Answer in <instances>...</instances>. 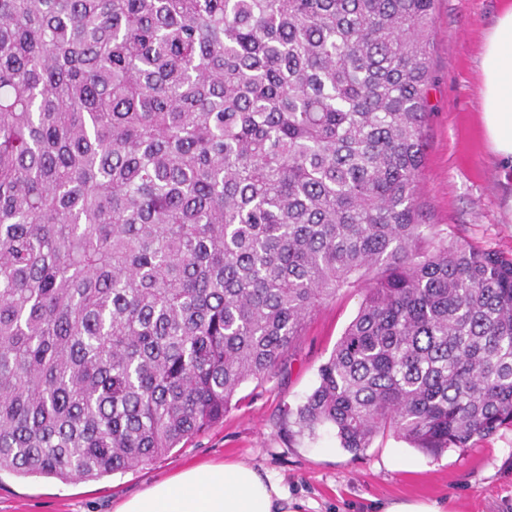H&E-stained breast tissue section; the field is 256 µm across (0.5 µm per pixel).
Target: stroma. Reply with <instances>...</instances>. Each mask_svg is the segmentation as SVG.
<instances>
[{
	"instance_id": "35a3bbf8",
	"label": "stroma",
	"mask_w": 512,
	"mask_h": 512,
	"mask_svg": "<svg viewBox=\"0 0 512 512\" xmlns=\"http://www.w3.org/2000/svg\"><path fill=\"white\" fill-rule=\"evenodd\" d=\"M505 0H435L430 30V118L418 177L424 223L512 257V169L496 160L480 121L484 37ZM362 294L344 288L307 318L274 373L243 384L223 422L156 463L96 481L0 473V512H114L119 503L188 464L245 462L281 479L301 512H376L404 500L445 512H512V428L465 450L427 455L391 437L353 454L335 430L303 429L296 410L356 316Z\"/></svg>"
}]
</instances>
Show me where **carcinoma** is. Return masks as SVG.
Segmentation results:
<instances>
[{
  "instance_id": "1",
  "label": "carcinoma",
  "mask_w": 512,
  "mask_h": 512,
  "mask_svg": "<svg viewBox=\"0 0 512 512\" xmlns=\"http://www.w3.org/2000/svg\"><path fill=\"white\" fill-rule=\"evenodd\" d=\"M434 0H0V472L147 466L364 295L298 408L512 428V258L423 224Z\"/></svg>"
}]
</instances>
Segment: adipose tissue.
Returning <instances> with one entry per match:
<instances>
[{"mask_svg":"<svg viewBox=\"0 0 512 512\" xmlns=\"http://www.w3.org/2000/svg\"><path fill=\"white\" fill-rule=\"evenodd\" d=\"M481 73L484 135L503 162H512V6L487 35ZM115 512H289V502L270 474L223 463L187 468L122 502Z\"/></svg>","mask_w":512,"mask_h":512,"instance_id":"obj_1","label":"adipose tissue"}]
</instances>
